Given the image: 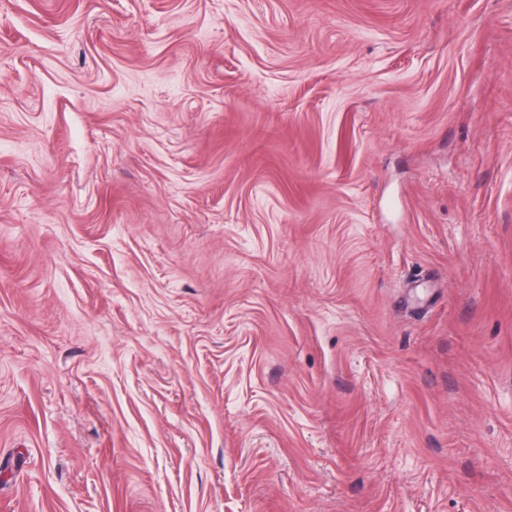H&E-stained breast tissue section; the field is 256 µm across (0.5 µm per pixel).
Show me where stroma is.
I'll return each mask as SVG.
<instances>
[{"mask_svg": "<svg viewBox=\"0 0 512 512\" xmlns=\"http://www.w3.org/2000/svg\"><path fill=\"white\" fill-rule=\"evenodd\" d=\"M0 512H512V0H0Z\"/></svg>", "mask_w": 512, "mask_h": 512, "instance_id": "stroma-1", "label": "stroma"}]
</instances>
